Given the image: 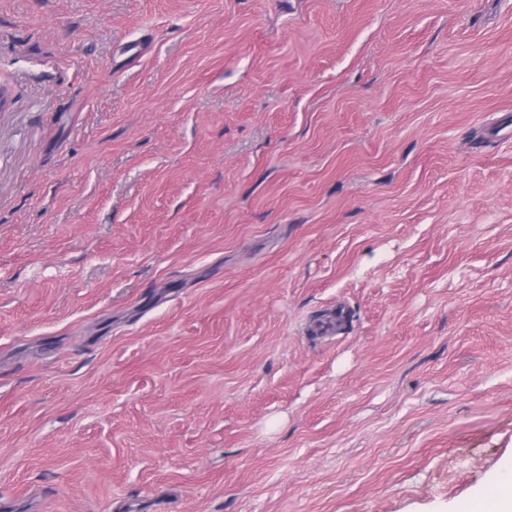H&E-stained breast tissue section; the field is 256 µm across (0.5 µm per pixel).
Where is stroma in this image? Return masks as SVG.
I'll return each mask as SVG.
<instances>
[{"label": "stroma", "instance_id": "obj_1", "mask_svg": "<svg viewBox=\"0 0 512 512\" xmlns=\"http://www.w3.org/2000/svg\"><path fill=\"white\" fill-rule=\"evenodd\" d=\"M510 461L512 0H0V512Z\"/></svg>", "mask_w": 512, "mask_h": 512}]
</instances>
